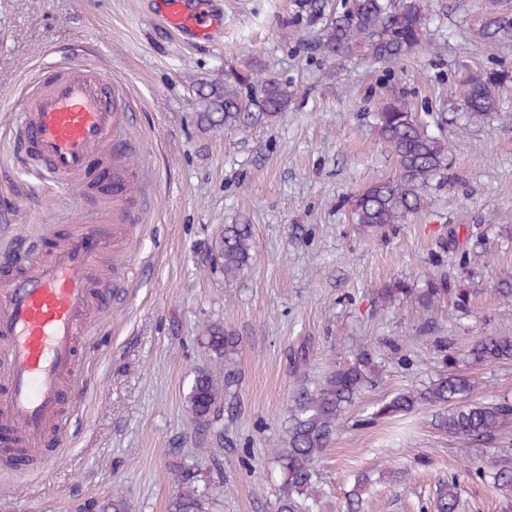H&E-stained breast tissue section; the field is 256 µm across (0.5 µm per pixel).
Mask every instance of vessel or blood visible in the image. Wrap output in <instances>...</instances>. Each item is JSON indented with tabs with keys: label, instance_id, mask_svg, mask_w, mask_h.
Segmentation results:
<instances>
[{
	"label": "vessel or blood",
	"instance_id": "vessel-or-blood-1",
	"mask_svg": "<svg viewBox=\"0 0 512 512\" xmlns=\"http://www.w3.org/2000/svg\"><path fill=\"white\" fill-rule=\"evenodd\" d=\"M169 28L211 40L219 20L187 0H158ZM127 103L111 67L69 63L45 68L23 98L15 140L36 177L54 185L102 178L113 223L91 224L58 238H39L17 265L0 268V452L18 468L45 447L49 431L65 433L80 399L76 338L93 309L109 308L111 287L98 267L118 225L134 223L128 206L138 185L135 149L126 140Z\"/></svg>",
	"mask_w": 512,
	"mask_h": 512
}]
</instances>
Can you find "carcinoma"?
Segmentation results:
<instances>
[{
	"label": "carcinoma",
	"mask_w": 512,
	"mask_h": 512,
	"mask_svg": "<svg viewBox=\"0 0 512 512\" xmlns=\"http://www.w3.org/2000/svg\"><path fill=\"white\" fill-rule=\"evenodd\" d=\"M295 25L317 33L311 49L336 58L365 46L374 59L397 62L419 43L427 19L423 0H298ZM477 36L484 43H512V10L492 0L477 20ZM512 81L509 71L490 70L473 79L463 98L465 108L477 115L499 110V90ZM291 92L288 84L254 65L250 73L234 81L209 85L201 93L200 125L206 129L246 128L258 123L273 124L288 112ZM375 130L396 162V175L378 180L351 201L353 223L370 232L383 231L402 223L410 214L428 206L431 182L448 169V152L428 124L411 111L400 97H390L376 106ZM212 250L224 268V276L237 277L255 261L252 227L246 223L226 224L216 236ZM446 279L430 280L420 290L403 288L397 282L382 289L384 300L400 296L430 308L448 295ZM203 347L217 365L228 362L241 349L236 333L222 323L204 326ZM375 350L362 346L355 358L330 372L318 386L303 390L287 417L284 447L278 450L280 493L277 512H313L321 495L317 463L329 445L344 412L374 382ZM468 357L475 363L492 364L512 360V336H480ZM232 383L231 374L218 383L212 371L195 373L186 395L190 421L197 427H210L224 399V388ZM474 382L452 370H443L428 385L397 393L382 403L373 416L403 415L423 406L438 411L431 424L436 432L463 443L481 446L497 440L512 428V400L476 402L469 399ZM495 488L512 495V466L491 464ZM181 491L171 500L169 512H207L208 487H199L198 471L182 466ZM372 484L370 473L355 475L348 495L349 512H358L363 494ZM458 484H443L437 494L436 512H456ZM96 512H127L119 493L94 506Z\"/></svg>",
	"instance_id": "1"
}]
</instances>
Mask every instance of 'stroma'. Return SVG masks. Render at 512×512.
Returning <instances> with one entry per match:
<instances>
[{
  "label": "stroma",
  "instance_id": "35a3bbf8",
  "mask_svg": "<svg viewBox=\"0 0 512 512\" xmlns=\"http://www.w3.org/2000/svg\"><path fill=\"white\" fill-rule=\"evenodd\" d=\"M420 45L395 63L366 50L340 59L296 43L295 0H209L223 26L188 44L153 13V0H0V249L46 232L98 224L99 184L38 182L14 156L22 96L43 67L108 61L130 90L129 138L138 147V223L112 243L127 279L80 336L81 407L49 460L17 472L0 461V512H89L112 493L128 512H168L178 469L211 484L209 512H276L288 410L368 342L378 376L345 413L319 461V512H346L354 476L372 474L362 512H434L456 477L458 512H512V497L469 471L472 457L512 459V433L483 450L433 430L432 408L372 418L386 397L443 369L475 382L472 399H512V361L478 365L475 337L512 336V87L500 110L473 117L469 79L502 63L512 45L476 35L489 0H425ZM261 63L293 93L284 118L239 130H202L193 88ZM397 94L433 112L451 165L426 210L383 233L351 220L349 201L392 177L373 127L377 102ZM251 224L257 259L225 278L210 246L222 225ZM444 276L453 293L426 310L383 306L393 281L421 288ZM464 297H457L456 289ZM221 322L241 349L218 421L191 425L184 395L211 361L201 328Z\"/></svg>",
  "mask_w": 512,
  "mask_h": 512
}]
</instances>
